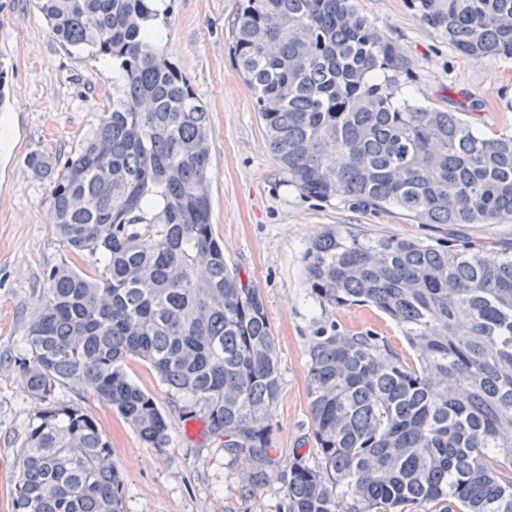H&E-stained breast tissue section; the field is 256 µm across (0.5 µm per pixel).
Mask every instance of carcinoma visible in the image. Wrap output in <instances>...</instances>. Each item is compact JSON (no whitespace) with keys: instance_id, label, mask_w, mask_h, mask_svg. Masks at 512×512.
Segmentation results:
<instances>
[{"instance_id":"cac0c4a2","label":"carcinoma","mask_w":512,"mask_h":512,"mask_svg":"<svg viewBox=\"0 0 512 512\" xmlns=\"http://www.w3.org/2000/svg\"><path fill=\"white\" fill-rule=\"evenodd\" d=\"M162 0H36L58 42L110 60L119 96L52 183L55 231L98 253L92 277L47 274L25 338L36 407L14 512H124L123 474L97 419L59 388L109 405L165 452L171 422L128 375L148 364L184 413L247 464L253 491L277 467L268 418L280 392L275 336L257 289L224 263L208 189L209 112L152 45ZM467 55L512 59V0H409ZM233 51L269 148L305 196L396 208L419 224L512 220V133L403 94L412 66L355 0H241ZM158 202V216L146 210ZM310 294L369 304L383 337L332 330L310 350L316 458L282 471L286 512H512V252L328 229L304 252Z\"/></svg>"}]
</instances>
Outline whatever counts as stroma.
Returning a JSON list of instances; mask_svg holds the SVG:
<instances>
[{
    "label": "stroma",
    "mask_w": 512,
    "mask_h": 512,
    "mask_svg": "<svg viewBox=\"0 0 512 512\" xmlns=\"http://www.w3.org/2000/svg\"><path fill=\"white\" fill-rule=\"evenodd\" d=\"M377 27L395 38L412 63L409 95L457 112L480 134L512 131V60L468 56L422 25L407 0H356ZM238 0H171L153 31L164 57L187 77L208 108L211 223L224 260L259 291L277 340L281 388L269 422L273 454L287 463L314 456L307 397L309 350L321 331H370L406 358L414 353L399 328L370 305L333 308L309 293L304 251L326 229L365 237L418 238L469 244L490 257L512 251V222L417 224L391 208L353 210L304 196L268 148L251 93L232 52ZM0 512H13V479L35 409L19 369L21 339L40 310L48 271L68 264L93 271L99 255L74 253L58 237L49 181L26 164L41 151L59 161L76 156L112 105L111 64L68 49L54 38L34 0H0ZM128 373L155 397L172 423L165 453L144 443L111 407L90 393L62 388L112 443L124 478L126 512H285L278 474L253 492L242 489L243 463L208 436L203 416L194 433L155 373L133 360Z\"/></svg>",
    "instance_id": "35a3bbf8"
}]
</instances>
